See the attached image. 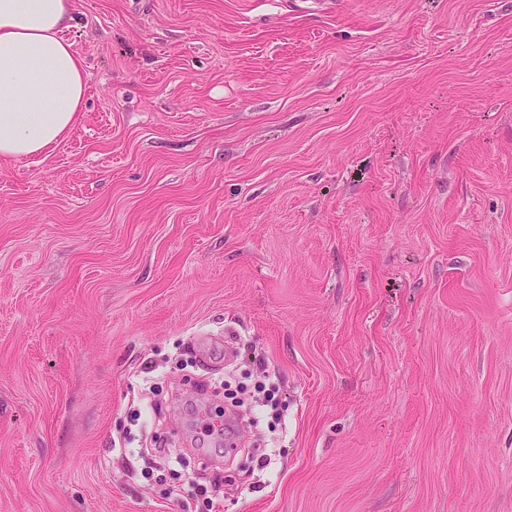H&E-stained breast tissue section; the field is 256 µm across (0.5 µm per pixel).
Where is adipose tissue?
I'll return each instance as SVG.
<instances>
[{
  "label": "adipose tissue",
  "mask_w": 512,
  "mask_h": 512,
  "mask_svg": "<svg viewBox=\"0 0 512 512\" xmlns=\"http://www.w3.org/2000/svg\"><path fill=\"white\" fill-rule=\"evenodd\" d=\"M72 21L70 0H0V159L44 153L76 125L86 83Z\"/></svg>",
  "instance_id": "ef3b65f1"
}]
</instances>
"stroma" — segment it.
I'll use <instances>...</instances> for the list:
<instances>
[{"mask_svg": "<svg viewBox=\"0 0 512 512\" xmlns=\"http://www.w3.org/2000/svg\"><path fill=\"white\" fill-rule=\"evenodd\" d=\"M72 7L78 123L0 159V512H512V0ZM202 331L275 399L200 492Z\"/></svg>", "mask_w": 512, "mask_h": 512, "instance_id": "stroma-1", "label": "stroma"}]
</instances>
